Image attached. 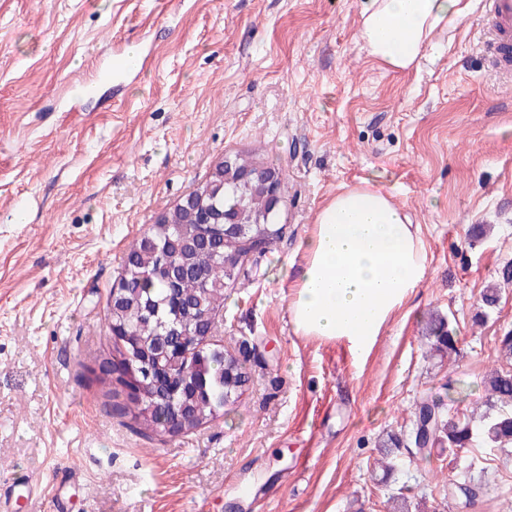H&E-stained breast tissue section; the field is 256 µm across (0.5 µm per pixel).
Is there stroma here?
<instances>
[{
	"mask_svg": "<svg viewBox=\"0 0 512 512\" xmlns=\"http://www.w3.org/2000/svg\"><path fill=\"white\" fill-rule=\"evenodd\" d=\"M461 5L403 73L361 51L358 0H0L1 486L35 479L32 512H389L401 494L456 512L449 486L474 479L473 512H512V449L406 447L375 472L420 397L481 404L512 330V82L483 55L484 0ZM132 48L141 71L102 81ZM244 152L288 179L282 238L224 295L216 341L244 392L192 432H134L97 375L108 294L130 243ZM365 182L419 224L428 275L360 366L296 335L287 296L318 210ZM432 311L457 359L426 356Z\"/></svg>",
	"mask_w": 512,
	"mask_h": 512,
	"instance_id": "35a3bbf8",
	"label": "stroma"
}]
</instances>
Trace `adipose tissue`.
<instances>
[{"label": "adipose tissue", "mask_w": 512, "mask_h": 512, "mask_svg": "<svg viewBox=\"0 0 512 512\" xmlns=\"http://www.w3.org/2000/svg\"><path fill=\"white\" fill-rule=\"evenodd\" d=\"M463 15L461 0H359L361 49L406 71L436 30ZM299 254L288 291L295 333L345 341L361 361L428 269L418 226L390 193L370 185L339 191L318 212Z\"/></svg>", "instance_id": "adipose-tissue-1"}]
</instances>
